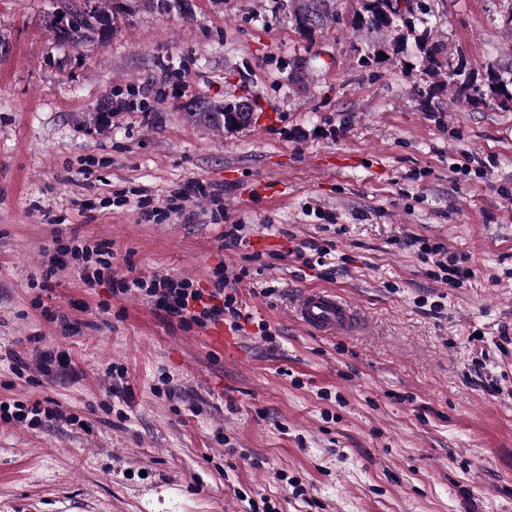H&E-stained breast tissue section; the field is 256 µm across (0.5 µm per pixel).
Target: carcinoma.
I'll return each mask as SVG.
<instances>
[{
  "label": "carcinoma",
  "mask_w": 512,
  "mask_h": 512,
  "mask_svg": "<svg viewBox=\"0 0 512 512\" xmlns=\"http://www.w3.org/2000/svg\"><path fill=\"white\" fill-rule=\"evenodd\" d=\"M399 0H359V8L352 15L350 26L359 33L375 34L367 43L366 57L380 59V54H400L409 41L421 56L426 74L433 80L428 94L448 90L459 100L471 101L474 95L512 104V70L506 72L499 64L487 67L482 84L475 85L464 62L455 64L448 59V46L434 39L430 32H417L413 18L421 9V0H408L412 6L397 11L393 5ZM291 17L297 31L303 35L325 29L336 23V0H290ZM45 27L57 40L74 47L106 41L112 30V0H62V4L43 16ZM509 78H504L503 73ZM196 116L204 124L217 130H229V103L200 101Z\"/></svg>",
  "instance_id": "cac0c4a2"
}]
</instances>
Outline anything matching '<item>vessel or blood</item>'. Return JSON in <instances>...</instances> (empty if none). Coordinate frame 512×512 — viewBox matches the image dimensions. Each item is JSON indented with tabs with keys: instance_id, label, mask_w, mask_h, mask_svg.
<instances>
[{
	"instance_id": "b4317fda",
	"label": "vessel or blood",
	"mask_w": 512,
	"mask_h": 512,
	"mask_svg": "<svg viewBox=\"0 0 512 512\" xmlns=\"http://www.w3.org/2000/svg\"><path fill=\"white\" fill-rule=\"evenodd\" d=\"M294 315L308 329L324 336H344L359 330L363 320L334 290L309 288L294 301Z\"/></svg>"
}]
</instances>
